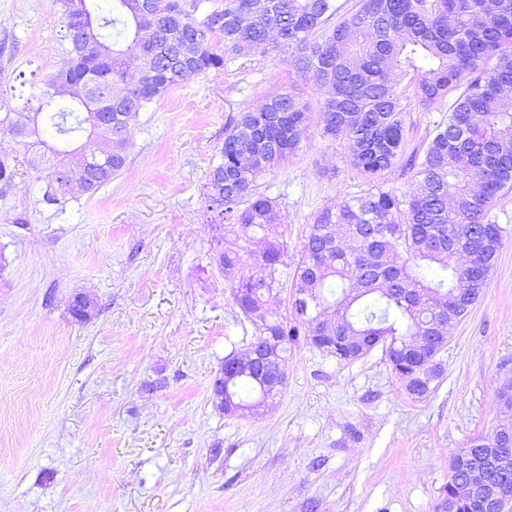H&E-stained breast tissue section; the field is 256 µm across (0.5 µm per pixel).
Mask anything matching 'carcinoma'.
Instances as JSON below:
<instances>
[{
    "label": "carcinoma",
    "mask_w": 512,
    "mask_h": 512,
    "mask_svg": "<svg viewBox=\"0 0 512 512\" xmlns=\"http://www.w3.org/2000/svg\"><path fill=\"white\" fill-rule=\"evenodd\" d=\"M56 2L68 39L106 52L70 57L58 72L83 91L75 115L88 135L71 151L52 146L72 138L73 126L55 108L49 80L31 82L23 106L0 116V130L23 147L0 156V184L64 167L93 193L126 166L130 120L147 104L228 57L286 52L325 91L321 135L346 138L351 167L369 183L401 167L412 183L401 196L369 192L318 213L293 273L289 316H270L265 297L279 282L284 216L256 192L257 180L307 139L309 106L284 89L227 123L207 198L246 243L222 247L218 258L236 306L267 338L263 370L287 368L301 337L339 361L379 345L410 395L433 391L440 372L427 337L439 335L443 309L460 318L479 300L503 244L490 211L512 189V0H359L348 11L338 0H224L201 20L193 0H112L107 9ZM411 97L451 104L408 153ZM100 121L108 158L93 142ZM277 395L250 364L224 378V406L243 414ZM470 448L477 464L488 448H512V413ZM450 501L458 512H483L458 474L437 512Z\"/></svg>",
    "instance_id": "1"
}]
</instances>
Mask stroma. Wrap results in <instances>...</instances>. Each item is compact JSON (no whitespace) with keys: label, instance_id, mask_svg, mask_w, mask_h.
Wrapping results in <instances>:
<instances>
[{"label":"stroma","instance_id":"stroma-1","mask_svg":"<svg viewBox=\"0 0 512 512\" xmlns=\"http://www.w3.org/2000/svg\"><path fill=\"white\" fill-rule=\"evenodd\" d=\"M70 45L53 0H0V114L30 78L60 70ZM290 88L310 106L297 155L258 182L285 217L287 314L309 224L376 183L320 135L314 82L253 53L174 86L129 126L126 167L94 193L42 200L32 171L0 194V512H433L454 454L490 436L512 377V193L485 292L453 321L435 391L412 398L381 350L341 363L305 342L282 393L246 418L216 410L215 373L255 329L214 262L236 226L211 221L206 184L224 126ZM97 307L70 315L74 295Z\"/></svg>","mask_w":512,"mask_h":512}]
</instances>
